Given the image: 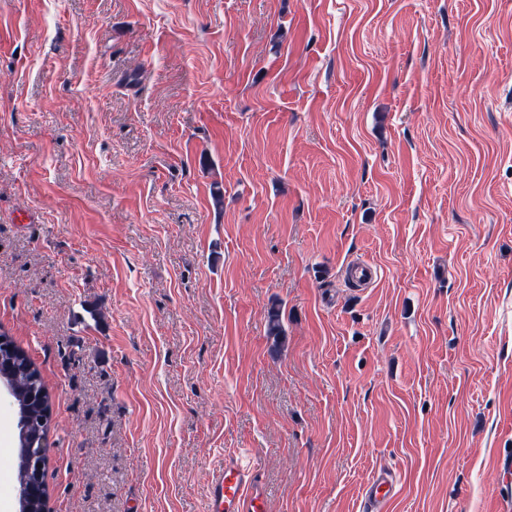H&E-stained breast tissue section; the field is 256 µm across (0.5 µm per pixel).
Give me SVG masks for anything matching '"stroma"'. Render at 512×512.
<instances>
[{"instance_id": "obj_1", "label": "stroma", "mask_w": 512, "mask_h": 512, "mask_svg": "<svg viewBox=\"0 0 512 512\" xmlns=\"http://www.w3.org/2000/svg\"><path fill=\"white\" fill-rule=\"evenodd\" d=\"M1 330L46 512H512V0H0ZM5 337L12 343L21 357H16L13 362V371L11 374V383L14 386V403L17 413H26L31 417V425L24 430V427L18 426V481L23 479V453L29 465V472L32 480L27 483L22 481L18 486L17 497L19 505L25 509L28 499L38 489L44 487L45 470L43 463L36 458L39 455L33 453V448H42L45 453L47 433L50 425V403L49 395L46 391L39 369L28 356L27 352L17 346L14 341L5 333L0 334V338ZM5 385L9 394L12 392V385L7 381H1ZM46 423L42 424L41 420ZM40 464V467H37ZM21 509V510H22ZM208 512H264V496L254 472L235 455L224 459L208 483ZM396 493V485L386 471H378L364 490L366 501L376 512H389Z\"/></svg>"}]
</instances>
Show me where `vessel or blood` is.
I'll return each mask as SVG.
<instances>
[{"mask_svg": "<svg viewBox=\"0 0 512 512\" xmlns=\"http://www.w3.org/2000/svg\"><path fill=\"white\" fill-rule=\"evenodd\" d=\"M396 485L388 472H377L364 496L374 512H389ZM208 512H265L264 496L254 472L234 455L225 457L208 483Z\"/></svg>", "mask_w": 512, "mask_h": 512, "instance_id": "b4317fda", "label": "vessel or blood"}]
</instances>
